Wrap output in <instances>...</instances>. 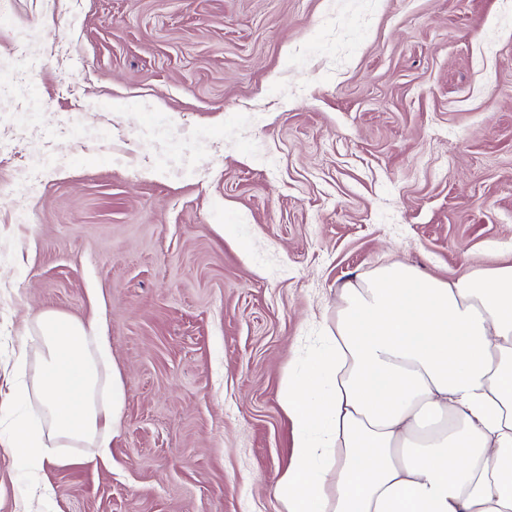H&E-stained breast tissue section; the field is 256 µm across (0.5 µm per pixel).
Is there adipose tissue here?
<instances>
[{"label":"adipose tissue","instance_id":"ef3b65f1","mask_svg":"<svg viewBox=\"0 0 512 512\" xmlns=\"http://www.w3.org/2000/svg\"><path fill=\"white\" fill-rule=\"evenodd\" d=\"M35 322L47 424L16 423L7 446L38 468L57 439L108 448L122 383L98 320ZM281 402L295 451L276 481L280 512H512V265L356 275Z\"/></svg>","mask_w":512,"mask_h":512}]
</instances>
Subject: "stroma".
I'll list each match as a JSON object with an SVG mask.
<instances>
[{
	"label": "stroma",
	"mask_w": 512,
	"mask_h": 512,
	"mask_svg": "<svg viewBox=\"0 0 512 512\" xmlns=\"http://www.w3.org/2000/svg\"><path fill=\"white\" fill-rule=\"evenodd\" d=\"M0 144V392L44 311L123 382L0 512H278L339 288L512 264V0H0Z\"/></svg>",
	"instance_id": "obj_1"
}]
</instances>
